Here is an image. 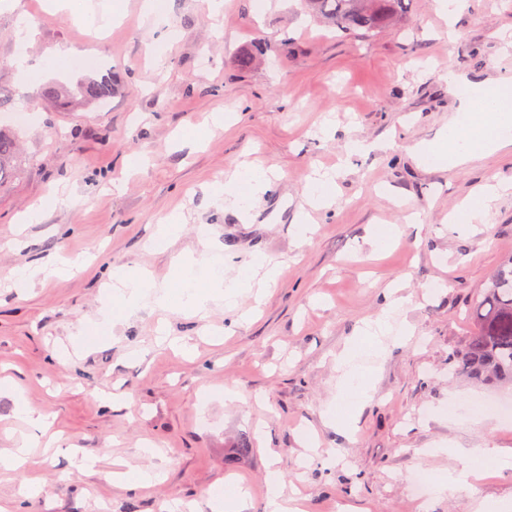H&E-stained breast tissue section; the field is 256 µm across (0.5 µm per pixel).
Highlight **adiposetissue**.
Segmentation results:
<instances>
[{
	"label": "adipose tissue",
	"instance_id": "adipose-tissue-1",
	"mask_svg": "<svg viewBox=\"0 0 512 512\" xmlns=\"http://www.w3.org/2000/svg\"><path fill=\"white\" fill-rule=\"evenodd\" d=\"M444 79L463 104L480 102L481 119L487 134L480 139L472 138L468 132L467 116L452 118L439 134L442 146L435 151L438 161L457 167L512 147V82L475 83L452 72L446 73ZM275 178L276 174L271 169L259 165L245 166L235 172L229 186L213 188L212 194L230 202L244 217L248 214L247 201L266 192ZM112 280L113 296L130 313L146 304L168 308L174 297L179 299L182 307L197 313L207 311L210 303L218 300L232 309L242 288L247 285L243 278L225 280L224 259L213 254L201 260L193 257L180 259L174 280L153 292L149 291L143 274L133 270L113 271Z\"/></svg>",
	"mask_w": 512,
	"mask_h": 512
}]
</instances>
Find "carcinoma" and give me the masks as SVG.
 <instances>
[{"label":"carcinoma","mask_w":512,"mask_h":512,"mask_svg":"<svg viewBox=\"0 0 512 512\" xmlns=\"http://www.w3.org/2000/svg\"><path fill=\"white\" fill-rule=\"evenodd\" d=\"M412 0H300L304 12L347 35H369L385 30L409 15ZM115 83L108 71L80 82L74 92L55 85L42 90L46 99L63 109L92 105L112 98ZM26 158L15 135L0 127V187ZM473 328L461 351L448 356V367L479 381L512 384V257L488 278L472 307Z\"/></svg>","instance_id":"cac0c4a2"}]
</instances>
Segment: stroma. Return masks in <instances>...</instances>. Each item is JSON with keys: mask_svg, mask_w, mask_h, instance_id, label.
I'll use <instances>...</instances> for the list:
<instances>
[{"mask_svg": "<svg viewBox=\"0 0 512 512\" xmlns=\"http://www.w3.org/2000/svg\"><path fill=\"white\" fill-rule=\"evenodd\" d=\"M142 2L90 0L82 21L42 0L0 7V125L27 113L15 130L39 159L0 190V369L50 414L59 443L0 472V502L12 512H211L210 487L240 483L246 512H263L275 466L303 512H417V470L434 481L468 476L430 496L426 512H512V418L497 410L512 387L448 371L481 288L512 254V148L462 167L414 152L460 106L441 72L512 79L499 38L512 29V0H471L452 41L437 0H414L403 26L353 38L314 22L298 0H224L216 20L205 0H167L152 28ZM60 45L81 52L62 70L49 61ZM22 51L46 61L43 81L110 70L118 87L107 107L61 110L23 80ZM244 54L255 58L246 70ZM218 112L226 120L216 128ZM353 136L374 150L346 154ZM135 155L142 166L128 170ZM249 162L280 177L244 221L210 189ZM325 170L336 174L335 201L309 210L304 186ZM498 182L510 188L492 199L489 223L450 226L459 201ZM56 189L64 203L20 223ZM304 211L315 231L303 241ZM174 213L179 236L149 249ZM381 225L398 233L376 251L369 236ZM204 252L223 256L228 280L261 257L283 275L269 289L254 279L236 310L217 301L204 317L151 306L126 316L113 301V270H142L158 286ZM56 259L82 266L24 293L4 288L13 270ZM392 291L405 299L393 320L409 334L386 338L377 357L357 339ZM107 310L106 334L97 322ZM352 344L353 372L371 385L361 403L345 396L337 361ZM228 389L239 401L225 400ZM101 393L115 395L113 406L99 405ZM244 436L252 447L240 455ZM146 444L155 454H143ZM116 458L158 481L137 490L105 480ZM31 476L42 493L18 497Z\"/></svg>", "mask_w": 512, "mask_h": 512, "instance_id": "stroma-1", "label": "stroma"}]
</instances>
